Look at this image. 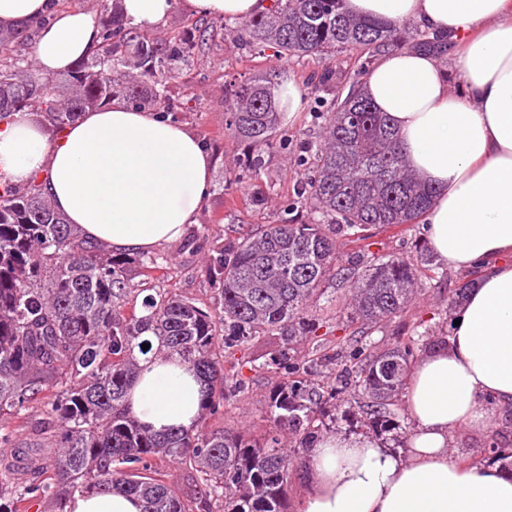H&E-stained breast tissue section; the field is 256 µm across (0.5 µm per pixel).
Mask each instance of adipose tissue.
Here are the masks:
<instances>
[{"label":"adipose tissue","mask_w":512,"mask_h":512,"mask_svg":"<svg viewBox=\"0 0 512 512\" xmlns=\"http://www.w3.org/2000/svg\"><path fill=\"white\" fill-rule=\"evenodd\" d=\"M192 12L244 20L265 0H184ZM173 0H119L124 19L164 23ZM363 18L411 21L458 44L451 63L409 49L383 53L362 90L395 128L411 169L436 191L423 216L429 250L449 267L487 265L454 308L448 344L415 363L405 395L414 427L407 456L359 435L310 450L300 512H512V476L464 467L452 433H479L485 397L512 406V0H346ZM41 21L33 56L54 76L99 43L98 13L55 0H0V27ZM459 91H452V84ZM214 158L171 118L115 98L49 133L31 112L0 122V177L42 184L84 237L136 254L179 241L207 200ZM128 394L138 422L161 433L195 427L203 384L178 358L144 360ZM67 512H142L114 491L72 495Z\"/></svg>","instance_id":"adipose-tissue-1"}]
</instances>
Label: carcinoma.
<instances>
[{
	"instance_id": "1",
	"label": "carcinoma",
	"mask_w": 512,
	"mask_h": 512,
	"mask_svg": "<svg viewBox=\"0 0 512 512\" xmlns=\"http://www.w3.org/2000/svg\"><path fill=\"white\" fill-rule=\"evenodd\" d=\"M40 25L0 28V121L31 111L60 131L115 97L168 113V87L196 48L185 37L154 42L112 4L99 48L60 81L39 75L15 53ZM224 27L237 42L270 46L284 61L324 62L348 47L372 57L408 44L443 58L451 48L444 35L411 36L404 24L354 17L343 0H271L255 16ZM128 68L140 79H126ZM358 84L353 77L351 92L323 129L314 174L296 185V199L309 206L312 219L262 224L214 247L209 268L222 288L212 312L176 296L148 295L140 311L123 314L129 260L67 223L38 182L0 181V416L43 404L29 448L34 454L54 448L53 476L36 470L21 486L0 482V512H28L29 503L47 497L56 512H66L60 486L70 496L120 489L138 497L143 512H290L288 484L308 468V449L337 415L354 418V404L362 403L369 430L395 429L390 406L404 392L415 346L430 329L387 349L345 336L312 356L295 355L298 343L320 329L332 337L340 330L310 309L336 272H346L349 283L341 306L349 322L363 326L403 315L422 280L439 275L425 254L408 261L363 250L356 259L337 248L340 237L365 241L373 228L416 223L435 194L411 173L389 118ZM276 89L267 75L236 86L225 100V131L252 146L268 144L280 119ZM238 167L259 178L264 157L245 154ZM264 336L279 338L264 366L287 376L269 395L265 429L259 435L205 429L207 420L224 415V402L247 389L246 363L228 361L224 352ZM142 356H175L202 376L198 427L156 434L134 418L126 394ZM336 369L344 385L318 380ZM285 433L295 440L291 450L283 446ZM158 458L201 473L204 489L196 501L165 482L153 466Z\"/></svg>"
}]
</instances>
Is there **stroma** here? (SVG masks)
<instances>
[{
	"mask_svg": "<svg viewBox=\"0 0 512 512\" xmlns=\"http://www.w3.org/2000/svg\"><path fill=\"white\" fill-rule=\"evenodd\" d=\"M181 32L189 36L204 35L206 42L192 58L178 81L170 87L173 106L171 117L194 131L211 148L215 157L210 196L200 209L195 224L189 225L184 240L153 249V256L164 257L161 270L144 276L138 266L126 270L132 288L148 294H169L210 309L218 300V282L207 271L208 249L223 241L229 231L250 230L272 221L301 223L308 221L309 211L298 203L293 188L307 166L300 160L307 144L320 141L322 128L335 108L337 99L348 93L354 73L364 68L363 58L352 50L336 51L331 66L336 71V86L316 89L315 78L322 65L310 59L277 62L273 48L251 49L236 43L224 28L220 17L195 15L181 5H174L164 24L151 30L154 38H167ZM291 76L298 82L304 106L292 118L281 119L271 145L261 147L266 170L260 180H235L233 170L243 143L225 133L228 114L224 109L230 84L261 74ZM421 224L376 228L372 231L370 250L378 255L416 258L426 249ZM480 269L449 271L445 280L426 282L404 316L377 325L371 338L388 348L412 335L419 323L441 327L446 323L445 308L449 298L463 282L480 276ZM248 389L245 394L228 400L220 424L231 430L255 431L261 427L268 396L283 379L275 369L246 371ZM492 419L478 435L454 436L451 450L461 460L481 459L491 438L512 442V412L504 411L496 402L487 401Z\"/></svg>",
	"mask_w": 512,
	"mask_h": 512,
	"instance_id": "1",
	"label": "stroma"
}]
</instances>
